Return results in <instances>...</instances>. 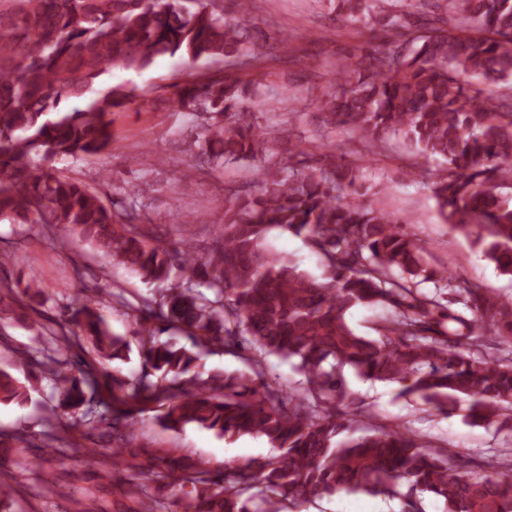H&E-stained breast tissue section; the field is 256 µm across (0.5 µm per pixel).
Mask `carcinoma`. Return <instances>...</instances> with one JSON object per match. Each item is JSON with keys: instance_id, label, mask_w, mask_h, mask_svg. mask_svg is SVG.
Segmentation results:
<instances>
[{"instance_id": "1", "label": "carcinoma", "mask_w": 512, "mask_h": 512, "mask_svg": "<svg viewBox=\"0 0 512 512\" xmlns=\"http://www.w3.org/2000/svg\"><path fill=\"white\" fill-rule=\"evenodd\" d=\"M0 6V221L64 230L105 261L122 264L156 286L137 304L107 292L131 312L142 367L77 368L65 355L89 341L99 356L123 361L129 343L110 332L82 298L68 317L38 330L31 358L54 381L59 405L84 424L86 436L112 445V480L121 512H261L255 502L279 497L297 506L344 490L389 498L408 485L402 512H423L416 494L441 498L447 512H512V466L484 475L453 470L429 442L398 430L353 426L336 406L356 399L345 373L397 386L398 394L447 414L467 405L475 421L512 430V357L480 350L481 331L512 341V298L448 277L429 260L408 220L368 198L356 175L334 162L266 167L255 192L238 191L215 227L216 247L194 253L195 232L179 229L164 241L141 227L137 210L122 214L94 188L52 171L61 158L92 157L112 142V113L134 102L123 86L98 89L109 68L140 72L155 59L189 62L224 56L257 60L253 19L240 0L226 18L223 0L195 10L196 0H8ZM347 18L382 23L393 48L364 68L340 67L319 102L329 120L369 142L406 140L446 165L432 184L449 227L475 235V245L504 275H512V0H447L455 30L436 28L398 41L400 0H385L381 16L364 14L363 0H340ZM475 77L484 88L464 86ZM254 95L235 78L187 81L175 104L204 112L213 123L199 148L213 165L256 158L259 134L239 108ZM75 98L82 106L68 109ZM273 229L302 235L321 256L318 280L268 244ZM446 282L464 292L472 315L451 309L440 293L421 288ZM27 307L48 301L38 277L25 283ZM360 307L387 311L376 335L358 334L347 315ZM191 333L193 347L217 346L245 369L203 374L197 353L160 336ZM297 360L302 376L284 389L267 378L265 359ZM30 386L0 366V404H24ZM156 404L167 430L187 425L225 438L264 437L277 454L215 471L178 448L137 443L136 414ZM24 435L0 433V458L24 451ZM48 453L71 458L67 430L49 434Z\"/></svg>"}]
</instances>
